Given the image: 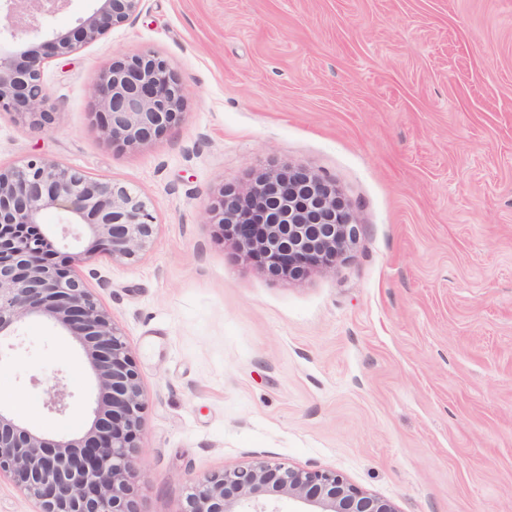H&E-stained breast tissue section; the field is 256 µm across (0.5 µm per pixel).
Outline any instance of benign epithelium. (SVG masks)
<instances>
[{"mask_svg":"<svg viewBox=\"0 0 512 512\" xmlns=\"http://www.w3.org/2000/svg\"><path fill=\"white\" fill-rule=\"evenodd\" d=\"M69 0H0V112L33 129L60 108L50 104L46 66L98 41L139 13L142 0H95L72 28L45 29ZM93 121L120 147L156 141L178 123L184 87L150 51L101 65L92 88ZM61 213L63 234L87 249L60 261L47 253L57 237L44 214ZM208 223L222 228L245 258L273 277L299 280L336 265L359 232L336 186L303 168L265 173L245 190L222 189ZM147 202L114 180L89 176L47 158L0 166V348H14L20 330L47 321L72 337L86 356L96 386L86 430L48 437L0 406V477L30 498L35 512H137L144 393L125 335L77 268L96 251L134 259L154 238ZM44 406L64 414L74 394L54 379ZM286 497L295 512H399L326 469H304L264 458L207 474L188 488L180 512H279Z\"/></svg>","mask_w":512,"mask_h":512,"instance_id":"1","label":"benign epithelium"}]
</instances>
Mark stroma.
Returning a JSON list of instances; mask_svg holds the SVG:
<instances>
[{"label": "stroma", "instance_id": "stroma-1", "mask_svg": "<svg viewBox=\"0 0 512 512\" xmlns=\"http://www.w3.org/2000/svg\"><path fill=\"white\" fill-rule=\"evenodd\" d=\"M152 51L181 120L120 148L92 124L102 62ZM54 123L0 114V164L44 157L116 180L157 228L87 284L144 390L139 512L255 457L327 469L399 512H512V0H143L44 72ZM303 166L360 235L335 268L272 278L206 212L228 185ZM63 373L47 413L32 377ZM23 423L81 432V352L29 324L0 352ZM44 406L51 413L64 414L72 405L74 394L67 383L55 378L52 383L43 387Z\"/></svg>", "mask_w": 512, "mask_h": 512}]
</instances>
